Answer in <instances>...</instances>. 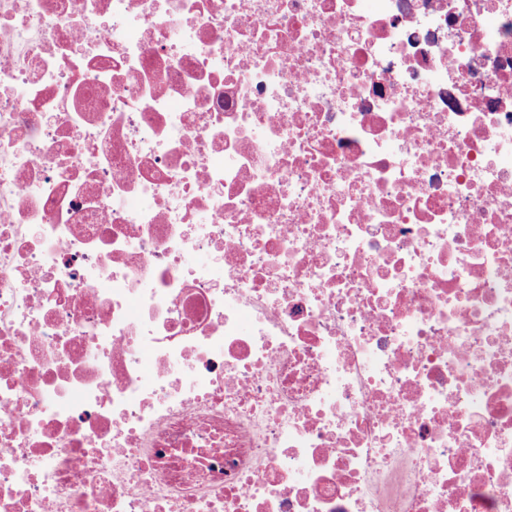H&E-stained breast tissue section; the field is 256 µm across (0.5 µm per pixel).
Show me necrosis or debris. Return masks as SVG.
Returning a JSON list of instances; mask_svg holds the SVG:
<instances>
[{"label": "necrosis or debris", "mask_w": 512, "mask_h": 512, "mask_svg": "<svg viewBox=\"0 0 512 512\" xmlns=\"http://www.w3.org/2000/svg\"><path fill=\"white\" fill-rule=\"evenodd\" d=\"M0 512H512V0H0Z\"/></svg>", "instance_id": "obj_1"}]
</instances>
